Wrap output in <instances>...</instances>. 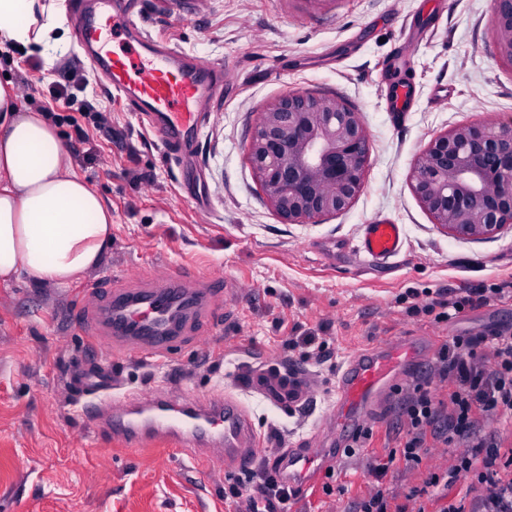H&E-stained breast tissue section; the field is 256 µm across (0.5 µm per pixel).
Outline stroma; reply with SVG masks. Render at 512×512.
Returning <instances> with one entry per match:
<instances>
[{"label": "stroma", "instance_id": "stroma-1", "mask_svg": "<svg viewBox=\"0 0 512 512\" xmlns=\"http://www.w3.org/2000/svg\"><path fill=\"white\" fill-rule=\"evenodd\" d=\"M150 35L224 67L187 169L138 113L101 81L76 42L46 61L0 50L21 111L58 130L73 167L112 209V245L101 264L67 286L25 277L0 284V512H236L237 472L189 460L174 441L127 448L105 435L111 408L77 412L70 377L79 361L117 372L126 393L196 397L233 390L261 361L309 372L313 397L282 412L243 396L258 434L254 472L300 440L337 445L336 380L358 350L402 336L436 356L457 336L512 328V296L482 289L512 276V229L463 240L433 224L414 196V158L452 126L512 117V66L493 38V0H137ZM402 56L417 105L387 110L381 65ZM67 83L64 99L52 91ZM344 97L369 132L365 187L343 213L286 224L270 208L246 159L259 112L288 92ZM404 228L400 254L362 267L351 250L366 224ZM222 276L224 288L170 359L112 355L94 314L112 282L173 268ZM472 295L456 318L437 302ZM430 448L420 465L397 462L383 480L404 503L430 472L453 465ZM372 449L341 458L293 497L288 512H350L368 493Z\"/></svg>", "mask_w": 512, "mask_h": 512}]
</instances>
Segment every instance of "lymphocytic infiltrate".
Returning <instances> with one entry per match:
<instances>
[{"label": "lymphocytic infiltrate", "instance_id": "obj_1", "mask_svg": "<svg viewBox=\"0 0 512 512\" xmlns=\"http://www.w3.org/2000/svg\"><path fill=\"white\" fill-rule=\"evenodd\" d=\"M435 370L450 382L435 397L423 379L395 387L406 428L401 447L385 449L371 468L374 485L355 512H409L383 487L396 460L417 465L427 442L460 449L456 464L430 473L418 512H512V446L489 443L485 421L512 431V329L488 336H459L440 347Z\"/></svg>", "mask_w": 512, "mask_h": 512}]
</instances>
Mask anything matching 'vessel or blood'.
<instances>
[{"instance_id":"vessel-or-blood-1","label":"vessel or blood","mask_w":512,"mask_h":512,"mask_svg":"<svg viewBox=\"0 0 512 512\" xmlns=\"http://www.w3.org/2000/svg\"><path fill=\"white\" fill-rule=\"evenodd\" d=\"M72 7L84 14L77 41L106 86L145 115L171 157L192 150L203 126L204 106L223 80V67L202 64L145 34L130 17L128 0H73ZM400 67L396 58L382 67L390 87L387 109L408 113L416 95L410 82L396 79ZM402 243L401 225L385 219L365 225L353 252L360 263L376 265L396 255ZM186 281L175 269L164 282L146 288L113 286L100 315L101 332L113 352H133L156 362L184 342L188 326L209 312L216 296L214 281H203L197 289L188 288ZM425 355V349L406 340L356 352L337 376L340 433L351 436ZM76 376L81 395L99 404L120 387L111 372L99 367H81ZM307 383L302 370L263 363L244 372L237 386L238 393L260 397L272 408L295 410L310 399ZM237 395L217 390L204 401L174 399L165 392L135 395L113 410L107 429L128 448L141 447L149 439H173L191 459L208 458L213 466L238 469L253 458L260 438ZM215 444L222 445L223 452L212 459L208 448ZM341 454L338 448L327 452L301 443L281 453L280 470L289 483L305 487Z\"/></svg>"}]
</instances>
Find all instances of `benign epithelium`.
<instances>
[{"mask_svg":"<svg viewBox=\"0 0 512 512\" xmlns=\"http://www.w3.org/2000/svg\"><path fill=\"white\" fill-rule=\"evenodd\" d=\"M494 34L512 64V0H494ZM247 160L268 204L287 224H313L349 209L362 192L369 133L334 94L289 92L259 112ZM410 183L432 223L458 239L512 225V118L465 123L435 136L416 156Z\"/></svg>","mask_w":512,"mask_h":512,"instance_id":"obj_1","label":"benign epithelium"}]
</instances>
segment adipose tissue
<instances>
[{
	"label": "adipose tissue",
	"mask_w": 512,
	"mask_h": 512,
	"mask_svg": "<svg viewBox=\"0 0 512 512\" xmlns=\"http://www.w3.org/2000/svg\"><path fill=\"white\" fill-rule=\"evenodd\" d=\"M67 40L59 0H0V47L49 58ZM112 244V211L79 175L55 128L19 111L0 80V282L61 286L97 268Z\"/></svg>",
	"instance_id": "obj_1"
}]
</instances>
